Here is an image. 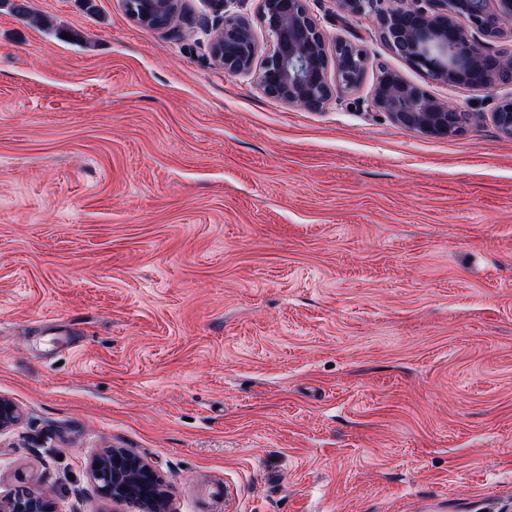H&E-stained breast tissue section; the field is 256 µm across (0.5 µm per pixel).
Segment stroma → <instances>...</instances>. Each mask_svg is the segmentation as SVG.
<instances>
[{"instance_id": "35a3bbf8", "label": "stroma", "mask_w": 512, "mask_h": 512, "mask_svg": "<svg viewBox=\"0 0 512 512\" xmlns=\"http://www.w3.org/2000/svg\"><path fill=\"white\" fill-rule=\"evenodd\" d=\"M27 5L0 0V496L135 512L90 475L128 448L166 512H512V88L430 80L309 0L373 62L304 111L214 65L209 0L174 29ZM382 64L471 123L372 110ZM492 119L503 136L512 138V93L498 100L492 112Z\"/></svg>"}]
</instances>
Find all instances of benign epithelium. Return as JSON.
<instances>
[{"instance_id":"1","label":"benign epithelium","mask_w":512,"mask_h":512,"mask_svg":"<svg viewBox=\"0 0 512 512\" xmlns=\"http://www.w3.org/2000/svg\"><path fill=\"white\" fill-rule=\"evenodd\" d=\"M125 0L129 19L162 29L178 19V0ZM224 11V24L210 44L214 64L226 74L256 71L258 88L290 106L318 111L333 98L360 85L370 54L359 41L337 37L328 42L306 0H259L258 19L271 39L259 55L251 21L226 10V0H212ZM336 19L367 20L387 50L428 78L449 85L494 90L512 85V53L493 44L512 41V0H337ZM371 106L397 125L432 137L464 131L469 114L407 81L398 71L380 67ZM499 132L512 138V94L492 112ZM18 409L0 398V431L18 420ZM101 493L142 512H162L160 480L133 452L114 448L92 465ZM128 490H123V487ZM0 512H51L45 495L25 487L0 498Z\"/></svg>"}]
</instances>
